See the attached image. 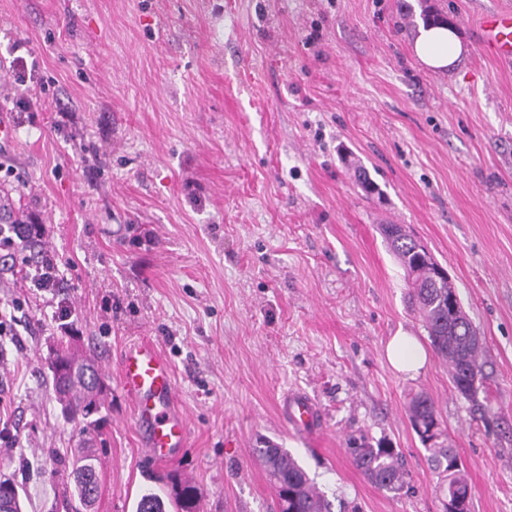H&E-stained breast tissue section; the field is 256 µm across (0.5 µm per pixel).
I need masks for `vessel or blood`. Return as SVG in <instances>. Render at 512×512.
<instances>
[{
  "instance_id": "obj_1",
  "label": "vessel or blood",
  "mask_w": 512,
  "mask_h": 512,
  "mask_svg": "<svg viewBox=\"0 0 512 512\" xmlns=\"http://www.w3.org/2000/svg\"><path fill=\"white\" fill-rule=\"evenodd\" d=\"M479 41L500 62H512V10L482 15ZM118 374L147 457L162 465L182 455L190 445L191 428L178 404L174 370L156 343L145 338L126 343L120 351ZM281 411L292 430L302 435L311 434L320 423L313 399L303 393L286 396Z\"/></svg>"
}]
</instances>
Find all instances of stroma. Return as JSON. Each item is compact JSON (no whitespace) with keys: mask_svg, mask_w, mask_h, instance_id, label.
Instances as JSON below:
<instances>
[{"mask_svg":"<svg viewBox=\"0 0 512 512\" xmlns=\"http://www.w3.org/2000/svg\"><path fill=\"white\" fill-rule=\"evenodd\" d=\"M512 0H0V109L22 58L45 106L22 112L0 157V220L36 216L57 293L0 271V477L23 512H67L69 462L97 458L91 512H135L147 488L191 483L196 512H277L257 437L287 449L331 512H442L412 428L432 397L471 488V512H512V64L477 49L482 13ZM467 52L431 69L424 12ZM73 110L56 122L55 105ZM366 169L379 191L355 182ZM402 224L448 271L484 346L476 400L430 355L410 379L391 336L427 341L381 232ZM154 340L192 429L178 460L142 457L116 375ZM95 359L103 422L64 416L49 354ZM311 396L312 438L280 414ZM396 448L409 475L375 486L350 436Z\"/></svg>","mask_w":512,"mask_h":512,"instance_id":"obj_1","label":"stroma"}]
</instances>
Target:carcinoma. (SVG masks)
Returning a JSON list of instances; mask_svg holds the SVG:
<instances>
[{
    "instance_id": "1",
    "label": "carcinoma",
    "mask_w": 512,
    "mask_h": 512,
    "mask_svg": "<svg viewBox=\"0 0 512 512\" xmlns=\"http://www.w3.org/2000/svg\"><path fill=\"white\" fill-rule=\"evenodd\" d=\"M390 224L382 225V232L407 276L411 298L418 308L424 327L436 353L448 363L455 389L469 400H476L478 387L485 377L482 345L473 339L476 327L466 311L451 315L448 310V289L437 285L432 268L417 250L416 240L409 234H389ZM89 372L79 368L77 382L65 387L61 376L52 373L55 387L62 395L64 411L74 416H88L87 394L100 388L98 368L88 363ZM410 421L422 442L431 441L429 427L439 421L433 399L427 395L415 396L409 407ZM255 449L258 459L277 493L278 512H329L323 495L317 490L306 470L284 448L261 440ZM347 451L353 464L376 486L388 492H399L406 485L407 472L396 449L379 443L375 446L365 437L350 438ZM429 461L434 470L447 481L442 493L452 492L464 500H471L468 481L459 469L456 450L433 445L428 448ZM95 455L82 450L72 460L74 475L73 496L81 506L88 508L98 493ZM196 489L191 485L173 486V495L167 499L151 490L142 493L135 512H193Z\"/></svg>"
}]
</instances>
